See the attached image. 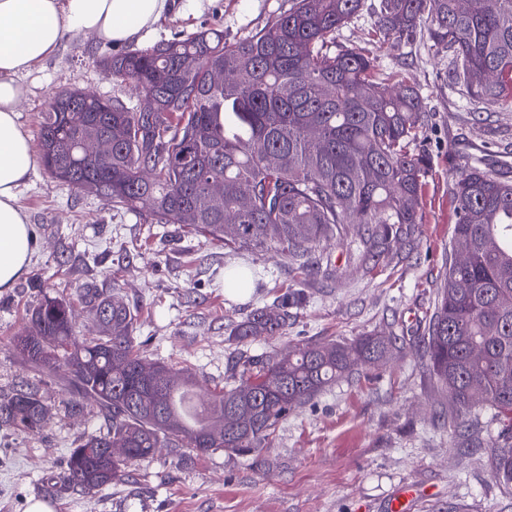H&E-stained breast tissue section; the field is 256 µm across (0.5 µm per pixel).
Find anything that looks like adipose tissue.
I'll list each match as a JSON object with an SVG mask.
<instances>
[{
    "instance_id": "adipose-tissue-1",
    "label": "adipose tissue",
    "mask_w": 512,
    "mask_h": 512,
    "mask_svg": "<svg viewBox=\"0 0 512 512\" xmlns=\"http://www.w3.org/2000/svg\"><path fill=\"white\" fill-rule=\"evenodd\" d=\"M174 0H0V291L28 270L34 239L18 192L37 157L18 122L28 89L22 78L71 32L129 43L169 14Z\"/></svg>"
}]
</instances>
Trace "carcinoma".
<instances>
[{
  "label": "carcinoma",
  "mask_w": 512,
  "mask_h": 512,
  "mask_svg": "<svg viewBox=\"0 0 512 512\" xmlns=\"http://www.w3.org/2000/svg\"><path fill=\"white\" fill-rule=\"evenodd\" d=\"M364 0H292L269 27L233 43L218 28L200 30L102 59L119 87L138 82L156 101L153 112L112 110L69 95L48 102L40 123L39 158L55 178L92 193L152 224L192 226L235 248L276 245L293 257L323 240L345 238L366 225L362 260L375 266L393 248L417 243L421 192L433 168L417 140L430 115L420 89L381 82L376 58L357 47H336V34ZM427 30L436 50L452 55L448 85L478 104L512 108V0H380L376 33L393 45ZM196 56L200 65L181 68ZM230 76L215 85L211 72ZM112 131V156L83 153L93 132ZM219 182L223 193L212 194ZM454 241L467 260L450 257L443 287L423 337L426 367L455 392L448 407L454 428L474 438L492 423V474L512 485V182L477 165L462 168L450 189ZM239 224L232 236L224 224ZM81 296L100 335H75L73 311L47 296L29 318L15 348L50 371L66 368L68 411L92 397L109 421L107 432L83 439L66 460L65 481L93 491L129 477L127 464L180 442L206 456L260 453L298 405L365 364L383 360L392 341L361 336L350 343L297 345L284 354L238 362L234 385L196 402L191 375L150 362L136 344L135 314L124 296L93 284ZM284 298L235 322L237 344L283 333ZM46 406L20 389L0 400V425L33 434ZM121 442L127 456L105 448Z\"/></svg>",
  "instance_id": "1"
}]
</instances>
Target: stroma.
Masks as SVG:
<instances>
[{"mask_svg":"<svg viewBox=\"0 0 512 512\" xmlns=\"http://www.w3.org/2000/svg\"><path fill=\"white\" fill-rule=\"evenodd\" d=\"M377 0L336 36L377 59L386 83L404 79L426 95L431 125L424 143L433 170L422 188L423 222L414 251L399 250L373 269L359 260V233L321 243L331 264L317 275L276 246L231 249L186 224H151L107 206L35 167L18 203L27 213L36 246L28 272L0 291V399L19 388L38 391L48 416L26 434L0 426V512H27L45 500L53 512H391L401 488L415 497L406 512H512V489L490 468L488 445L462 447L448 422V396L417 362L444 283L454 215L449 188L462 157H478L512 181V110L473 109L450 89L448 57L418 34L396 47L375 36ZM292 0H177L174 12L144 32L147 47L211 27L227 42L257 32L288 11ZM120 44L85 33L69 34L58 52L23 81L28 97L19 123L37 136L52 92L79 89L135 105L100 64ZM231 271L249 276V288L224 287ZM90 282L120 289L138 311L135 335L146 357L191 373L204 396L233 376L239 354L284 353L305 342L349 341L365 334L394 338L398 351L329 386L297 406L256 456L217 450L205 457L164 447L128 466L129 481L90 493L63 480L71 448L106 429L96 401L66 409L67 371L41 369L14 347V338L44 296L70 300L77 336L99 327L78 296ZM297 294L284 334L233 344L232 324L251 310Z\"/></svg>","mask_w":512,"mask_h":512,"instance_id":"obj_1","label":"stroma"}]
</instances>
